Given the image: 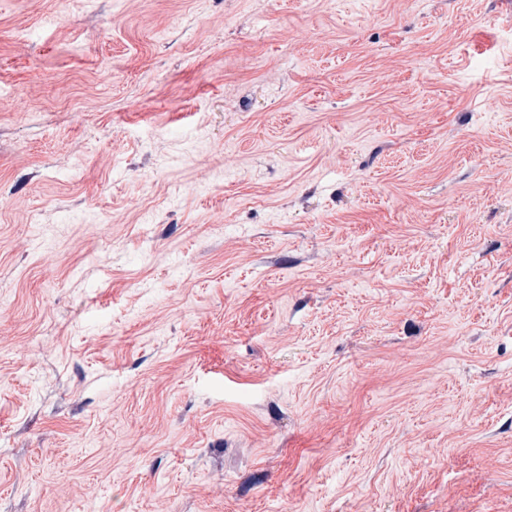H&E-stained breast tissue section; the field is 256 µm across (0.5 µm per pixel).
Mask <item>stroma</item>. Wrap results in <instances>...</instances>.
I'll return each instance as SVG.
<instances>
[{"label":"stroma","mask_w":512,"mask_h":512,"mask_svg":"<svg viewBox=\"0 0 512 512\" xmlns=\"http://www.w3.org/2000/svg\"><path fill=\"white\" fill-rule=\"evenodd\" d=\"M1 89L0 512H512V0H0Z\"/></svg>","instance_id":"stroma-1"}]
</instances>
